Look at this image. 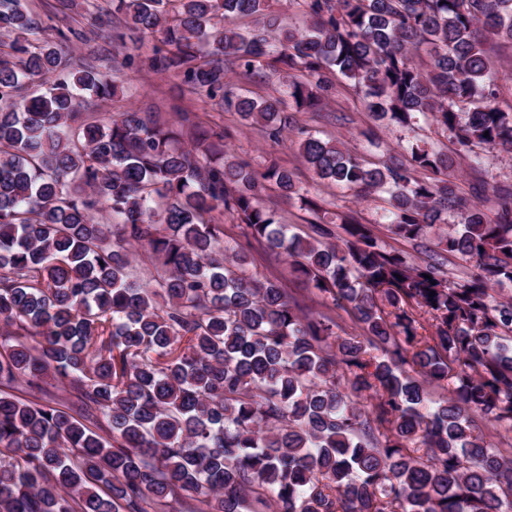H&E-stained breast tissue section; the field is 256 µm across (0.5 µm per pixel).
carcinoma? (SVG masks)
Segmentation results:
<instances>
[{
	"instance_id": "1",
	"label": "carcinoma",
	"mask_w": 512,
	"mask_h": 512,
	"mask_svg": "<svg viewBox=\"0 0 512 512\" xmlns=\"http://www.w3.org/2000/svg\"><path fill=\"white\" fill-rule=\"evenodd\" d=\"M302 2L309 32L271 0L112 11L159 37L151 68L274 142L290 125L284 99L318 109L342 79L376 120L429 121L473 166L479 148L512 150L478 37L512 41V0ZM249 16L255 28L235 26ZM40 31L25 0H0L12 37L0 50V512H512V458L476 432L512 428V186L496 187L490 216L457 197L443 150L365 162L305 134L299 153L320 178L385 197L389 232L424 248L416 262L371 225L311 207L289 168L237 161L222 130L192 129L186 149L139 112L80 111L83 92L116 85L92 67L60 73ZM269 60L283 96L234 92L226 64L258 76ZM268 189L312 208L313 235L266 209ZM220 209L362 335L241 277ZM451 210L458 222L441 223ZM135 248L152 285L131 276ZM449 254L472 262L469 279H448ZM444 383L446 396L427 390Z\"/></svg>"
}]
</instances>
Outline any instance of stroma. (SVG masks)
I'll return each instance as SVG.
<instances>
[{"label": "stroma", "mask_w": 512, "mask_h": 512, "mask_svg": "<svg viewBox=\"0 0 512 512\" xmlns=\"http://www.w3.org/2000/svg\"><path fill=\"white\" fill-rule=\"evenodd\" d=\"M26 4L41 22L42 38L57 46L64 63L93 64L100 73L121 85V92L111 97L85 94L84 101L96 116L109 118L132 110L148 113L173 132L177 145L186 147L190 144V130L180 115L192 113L202 126L227 132L226 144L240 162L261 168L275 160L295 169L302 194L329 212L354 215L362 223L372 225L380 238H390L386 225L380 222L386 206L383 197L354 201L348 190L320 181L298 152L300 134L307 131L323 138H342L352 151L366 159L381 158L383 150L370 147L364 137L365 130L375 128L376 123L361 97L346 85H337L335 96L322 111L295 113L293 131L285 141L274 143L259 128L244 124L237 113L190 92L178 77L150 69L147 59L158 43L157 38L138 33L117 41L115 35L121 27L111 5L104 0H72L64 11L58 10L56 0H26ZM71 28L81 30L83 39L68 37ZM215 221L223 225L225 240L246 255V275L276 281L300 306L332 317L340 336L359 334V327L347 312L292 273L285 255L274 254L246 236L235 217L219 213Z\"/></svg>", "instance_id": "stroma-1"}]
</instances>
